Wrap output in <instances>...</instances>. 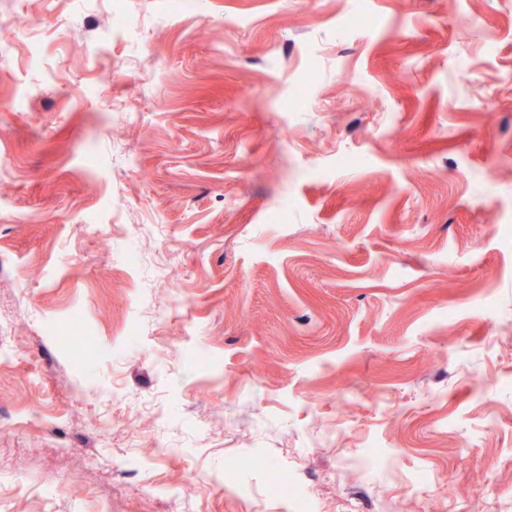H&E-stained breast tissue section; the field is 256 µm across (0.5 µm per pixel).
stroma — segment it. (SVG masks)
Returning <instances> with one entry per match:
<instances>
[{"label": "stroma", "mask_w": 512, "mask_h": 512, "mask_svg": "<svg viewBox=\"0 0 512 512\" xmlns=\"http://www.w3.org/2000/svg\"><path fill=\"white\" fill-rule=\"evenodd\" d=\"M0 16V512H512V0Z\"/></svg>", "instance_id": "35a3bbf8"}]
</instances>
